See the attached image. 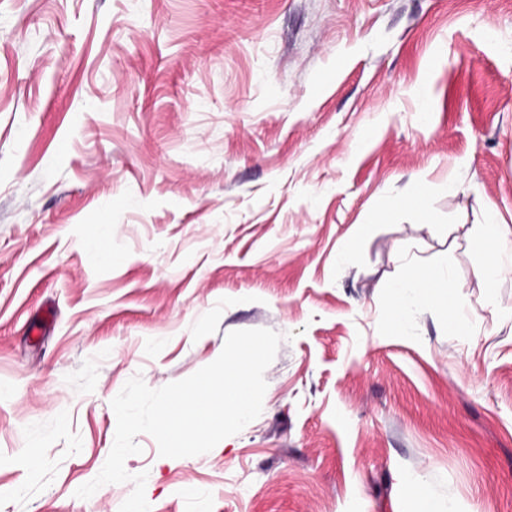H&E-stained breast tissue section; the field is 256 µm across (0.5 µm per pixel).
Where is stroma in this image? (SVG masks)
I'll use <instances>...</instances> for the list:
<instances>
[{"mask_svg":"<svg viewBox=\"0 0 512 512\" xmlns=\"http://www.w3.org/2000/svg\"><path fill=\"white\" fill-rule=\"evenodd\" d=\"M489 202L512 226V0H0V512H119L75 495L112 399L255 328V420L137 436L151 512H512V272L474 275L512 235L454 230ZM401 250L462 334L426 295L391 329Z\"/></svg>","mask_w":512,"mask_h":512,"instance_id":"stroma-1","label":"stroma"}]
</instances>
